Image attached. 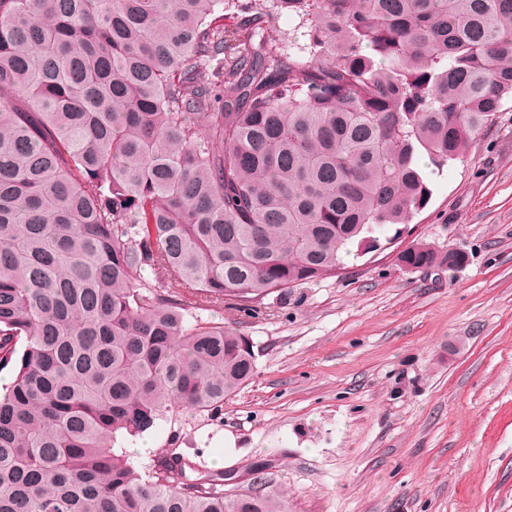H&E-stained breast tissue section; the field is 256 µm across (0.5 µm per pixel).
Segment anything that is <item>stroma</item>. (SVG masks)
<instances>
[{
  "mask_svg": "<svg viewBox=\"0 0 512 512\" xmlns=\"http://www.w3.org/2000/svg\"><path fill=\"white\" fill-rule=\"evenodd\" d=\"M420 166L428 205L385 234L463 264L405 270L382 248L254 314L203 312L249 336L253 380L117 452L263 463L290 512H512V102L453 165Z\"/></svg>",
  "mask_w": 512,
  "mask_h": 512,
  "instance_id": "1",
  "label": "stroma"
}]
</instances>
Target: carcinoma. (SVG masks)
Segmentation results:
<instances>
[{
    "mask_svg": "<svg viewBox=\"0 0 512 512\" xmlns=\"http://www.w3.org/2000/svg\"><path fill=\"white\" fill-rule=\"evenodd\" d=\"M218 2L0 0V512H288L117 435L221 411L253 344L196 314L377 248L512 98V0Z\"/></svg>",
    "mask_w": 512,
    "mask_h": 512,
    "instance_id": "carcinoma-1",
    "label": "carcinoma"
}]
</instances>
